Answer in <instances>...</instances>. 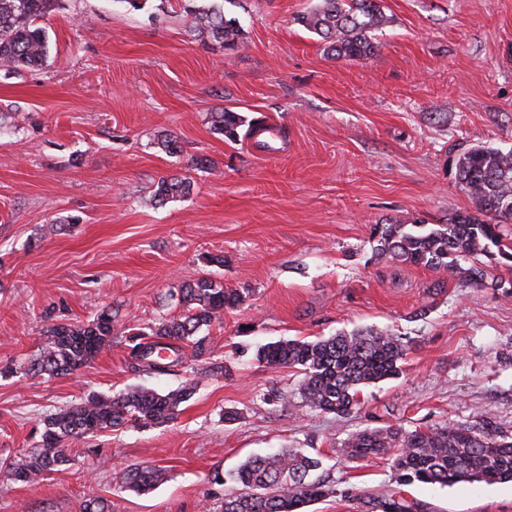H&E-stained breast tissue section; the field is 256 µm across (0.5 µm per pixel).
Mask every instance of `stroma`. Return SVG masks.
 I'll return each mask as SVG.
<instances>
[{"label": "stroma", "instance_id": "1", "mask_svg": "<svg viewBox=\"0 0 512 512\" xmlns=\"http://www.w3.org/2000/svg\"><path fill=\"white\" fill-rule=\"evenodd\" d=\"M318 0H58L42 66L0 70V512H222L214 470L282 448L322 458L334 496L305 512H365L397 493L425 512H512V482L402 486L385 457L347 461L364 428L468 423L512 437V266L478 256L482 285L375 257L376 224H443L472 210L457 178L476 146L512 151V0H382L374 55L344 61L297 18ZM239 20L226 50L189 29L188 11ZM228 109L266 134L236 142L210 114ZM181 151L166 153L162 135ZM211 166L195 168L193 159ZM189 194L158 204L160 178ZM222 265H208L203 255ZM208 276L249 294L205 334L190 367L131 368L128 337L180 315L178 290ZM114 316L112 344L90 367L27 373L46 312ZM389 329L407 352L398 378L360 393L357 413L308 411L291 369L252 359L256 344ZM193 397L165 425L69 443L72 462L33 483L7 464L43 419L92 393L133 386ZM277 388L287 402L263 399ZM236 411V420L224 418ZM154 464L149 493L119 474Z\"/></svg>", "mask_w": 512, "mask_h": 512}]
</instances>
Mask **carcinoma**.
<instances>
[{
  "instance_id": "cac0c4a2",
  "label": "carcinoma",
  "mask_w": 512,
  "mask_h": 512,
  "mask_svg": "<svg viewBox=\"0 0 512 512\" xmlns=\"http://www.w3.org/2000/svg\"><path fill=\"white\" fill-rule=\"evenodd\" d=\"M56 0H0V69L18 72L40 65L48 53V38L39 21ZM190 28L226 50H235L244 31L235 19L213 8L190 11ZM309 32L325 42L336 59L361 60L374 54L372 33L388 22L379 0H319L298 18ZM214 130L229 141L238 137L243 120L236 112L210 113ZM458 179L475 203V211L458 214L427 231L403 224L373 227L377 254L392 260L449 273L471 285L483 284L485 271L463 261L477 255H497L512 262V248L503 243L504 225L512 223V152L477 147L459 160ZM191 190L186 177L158 180L153 200L159 204ZM246 288H226L209 277L179 289L184 313L138 329L129 336L130 357L140 367L159 374L168 371L165 354L183 364L206 353L207 337L200 335L226 310L241 306ZM112 310L103 309L85 323L59 322L45 332L38 355L27 371L58 377L91 364L112 345ZM407 347L389 330H354L314 341L279 339L259 346L253 360L271 368H291L301 375L300 394L311 410L348 416L359 405L361 388L398 377ZM196 389L188 380L180 388L158 391L135 388L118 396L92 394L81 403L44 420L41 441L30 454L9 465L13 479L30 483L42 474L71 462L65 444L115 428H147L176 419L180 406ZM348 460L359 462L388 454L402 485L414 483L453 486L460 482L487 484L512 481V441L466 423L428 430L401 426L365 428L342 443ZM321 460L297 448L273 455L250 457L228 476L241 493L224 497L223 512H301L308 504L336 494L333 483L314 472ZM165 470L155 465L126 469L125 490L146 494L163 480ZM375 512H421L422 506L403 497L375 495L368 500Z\"/></svg>"
}]
</instances>
